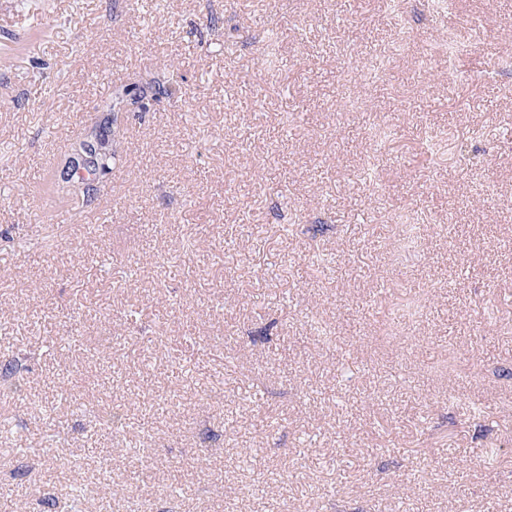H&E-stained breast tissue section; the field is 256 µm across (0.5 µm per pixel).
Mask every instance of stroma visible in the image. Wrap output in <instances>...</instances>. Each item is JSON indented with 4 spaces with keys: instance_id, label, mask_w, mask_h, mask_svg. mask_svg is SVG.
I'll use <instances>...</instances> for the list:
<instances>
[{
    "instance_id": "stroma-1",
    "label": "stroma",
    "mask_w": 512,
    "mask_h": 512,
    "mask_svg": "<svg viewBox=\"0 0 512 512\" xmlns=\"http://www.w3.org/2000/svg\"><path fill=\"white\" fill-rule=\"evenodd\" d=\"M453 2L0 0V356L81 341L31 361L53 420L0 400V487L28 488L0 512L106 466L86 512H512V0ZM171 61L191 105L125 124L97 207L53 223L115 84Z\"/></svg>"
}]
</instances>
